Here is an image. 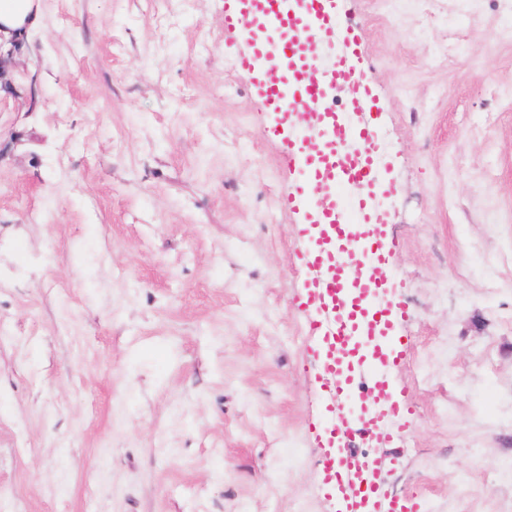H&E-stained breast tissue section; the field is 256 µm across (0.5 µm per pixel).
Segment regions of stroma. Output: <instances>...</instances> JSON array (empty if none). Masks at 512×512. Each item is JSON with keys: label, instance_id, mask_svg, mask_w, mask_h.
<instances>
[{"label": "stroma", "instance_id": "35a3bbf8", "mask_svg": "<svg viewBox=\"0 0 512 512\" xmlns=\"http://www.w3.org/2000/svg\"><path fill=\"white\" fill-rule=\"evenodd\" d=\"M405 300L368 442L425 512H512V0H338ZM0 96V512H337L299 218L224 0H40Z\"/></svg>", "mask_w": 512, "mask_h": 512}]
</instances>
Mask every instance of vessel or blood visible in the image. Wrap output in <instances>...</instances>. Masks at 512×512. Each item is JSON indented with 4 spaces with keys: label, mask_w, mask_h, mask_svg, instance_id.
Listing matches in <instances>:
<instances>
[{
    "label": "vessel or blood",
    "mask_w": 512,
    "mask_h": 512,
    "mask_svg": "<svg viewBox=\"0 0 512 512\" xmlns=\"http://www.w3.org/2000/svg\"><path fill=\"white\" fill-rule=\"evenodd\" d=\"M312 9L291 11L278 0H226L224 23L233 27L247 22L252 31L249 53L239 55L240 70L251 75V88L264 111L274 116L266 134L285 140L289 155L301 170L281 199L288 210H305L309 218L301 228L298 258L314 276L305 284L306 303L316 307L307 338V352L319 364L322 413L315 426L320 447L326 495L337 498L340 512H418V505L383 506L379 487L355 492L361 458L355 437L380 436L379 419L402 420L403 405L390 396L385 381H375L360 399V425L350 430L344 413L349 388L367 370L398 366L403 343L389 344L395 320L407 314L398 299L383 301L376 316L364 317L363 303L377 299L380 282L360 283L356 300L343 293L348 268L383 265L386 221L371 207L372 197L394 193L391 184L370 176L380 144L372 130L359 133L355 153H348L347 131L337 119L329 97L343 83L356 96L352 111L376 107L368 84L353 59L359 48L354 29L343 26L335 0H313ZM336 33L341 50L333 67L320 63L318 44Z\"/></svg>",
    "instance_id": "obj_1"
}]
</instances>
